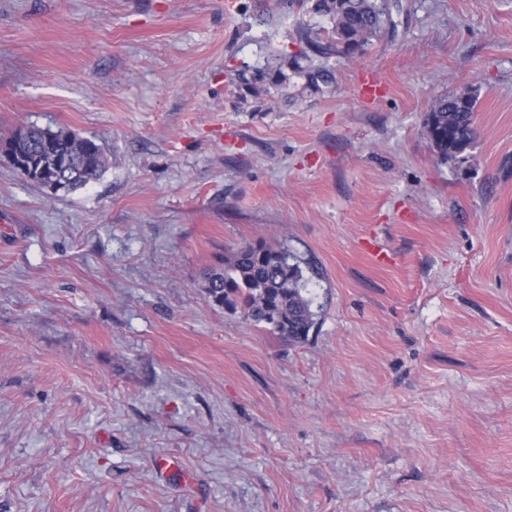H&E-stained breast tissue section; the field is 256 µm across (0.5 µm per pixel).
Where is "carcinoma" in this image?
<instances>
[{
    "instance_id": "obj_1",
    "label": "carcinoma",
    "mask_w": 512,
    "mask_h": 512,
    "mask_svg": "<svg viewBox=\"0 0 512 512\" xmlns=\"http://www.w3.org/2000/svg\"><path fill=\"white\" fill-rule=\"evenodd\" d=\"M313 10L330 17L333 26L326 40L346 56L353 55L351 44L366 46L380 33L387 22V0H315ZM477 95L472 88H463L440 95L428 112L425 131L439 157L467 160L463 153L471 147ZM53 134L52 150L68 157V171L74 176L73 188L87 186L102 175L107 158L101 145L93 138L78 137L70 132L31 126L26 134L1 136L0 143L10 142L15 153L24 156L30 180L42 184L39 170L47 159L45 140ZM308 278L301 262L287 249H275L262 241L246 243L206 277V292L220 307L236 310L243 306L245 317L256 326L295 343L307 340L316 324L317 312L308 297Z\"/></svg>"
}]
</instances>
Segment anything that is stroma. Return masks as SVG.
I'll use <instances>...</instances> for the list:
<instances>
[{
	"label": "stroma",
	"mask_w": 512,
	"mask_h": 512,
	"mask_svg": "<svg viewBox=\"0 0 512 512\" xmlns=\"http://www.w3.org/2000/svg\"><path fill=\"white\" fill-rule=\"evenodd\" d=\"M313 4L0 0V133L108 158L57 196L0 160V512H512V0H388L351 57ZM258 240L315 269L305 342L205 291ZM476 103L477 95L472 88L440 95L434 100L426 117L425 131L442 160L457 159L471 147ZM52 150L68 157L70 176H74L73 190L97 181L102 175L107 158L101 145L93 138L77 137L58 130L53 134ZM72 190V191H73Z\"/></svg>",
	"instance_id": "obj_1"
}]
</instances>
